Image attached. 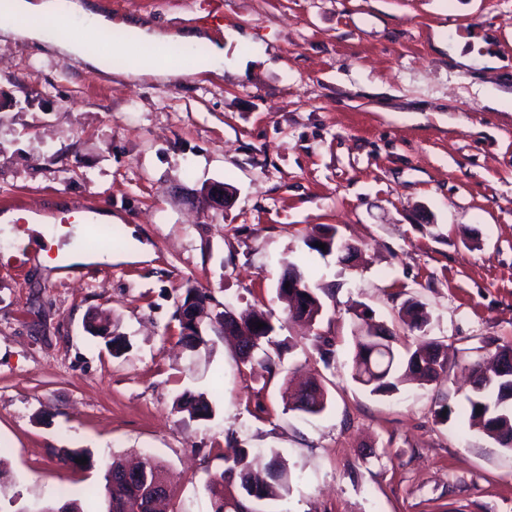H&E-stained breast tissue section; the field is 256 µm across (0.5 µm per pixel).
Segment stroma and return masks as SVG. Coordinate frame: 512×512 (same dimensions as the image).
Wrapping results in <instances>:
<instances>
[{
	"instance_id": "obj_1",
	"label": "stroma",
	"mask_w": 512,
	"mask_h": 512,
	"mask_svg": "<svg viewBox=\"0 0 512 512\" xmlns=\"http://www.w3.org/2000/svg\"><path fill=\"white\" fill-rule=\"evenodd\" d=\"M100 2L171 33L235 31L233 68L128 83L0 43V214L18 215L0 235V512L83 497L101 512L118 456L164 467L167 512H212L232 444L260 467L279 452L285 512H512V452L470 426L464 370L483 341L512 343V0H221L213 24L209 0ZM488 54L498 66L478 65ZM214 182L231 204L198 203ZM83 200L112 216V260L52 277L34 252L74 246ZM325 225L359 262L310 248ZM289 262L329 291L315 330L277 295ZM191 286L212 296L195 351L175 315ZM410 300L446 370L370 392L352 377L353 309L411 343ZM226 309L270 318L271 371L242 363L214 319ZM306 379L327 392L321 414L284 408ZM199 393L211 414L192 420L176 401Z\"/></svg>"
}]
</instances>
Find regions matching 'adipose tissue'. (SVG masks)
<instances>
[{
  "label": "adipose tissue",
  "mask_w": 512,
  "mask_h": 512,
  "mask_svg": "<svg viewBox=\"0 0 512 512\" xmlns=\"http://www.w3.org/2000/svg\"><path fill=\"white\" fill-rule=\"evenodd\" d=\"M45 23L58 29L49 46L50 51L81 67L109 73L113 54L103 50L102 37L116 25L97 0H0V37L38 42L42 39L41 26ZM116 27L131 36L132 49L120 71L121 76L127 78L144 74L173 75L172 67L158 61V48L175 44L190 47L206 42L204 35L196 30L167 34L137 18Z\"/></svg>",
  "instance_id": "obj_1"
}]
</instances>
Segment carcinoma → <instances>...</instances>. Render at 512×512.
<instances>
[{
	"mask_svg": "<svg viewBox=\"0 0 512 512\" xmlns=\"http://www.w3.org/2000/svg\"><path fill=\"white\" fill-rule=\"evenodd\" d=\"M286 268L299 273L302 288L278 289V295L288 304V319L295 323L313 324L322 315L324 304L319 294L320 288L313 285L310 276L298 265L289 263ZM250 339L240 342V357L251 358L254 349L261 343L279 346L272 340L275 327L262 313H254L241 319ZM264 327L257 328V323ZM429 322V315L417 302L405 306L403 323L408 330L423 331ZM397 342L394 334L387 336L386 342H380L375 336H361L353 357V378L373 393L389 394L399 390V386L408 375L423 385L436 379L445 371L448 363V346L427 339L420 340L415 348H405L400 353L394 346ZM495 346L493 361L494 377L486 375L481 360L476 359L467 366L474 385V395L467 397L469 419L483 434L495 440L501 447L512 451V344L495 345L489 340L486 346ZM308 403L299 400L285 402V408L315 415L322 413L327 406V395L318 384L310 385ZM180 410L191 418L204 419L209 414V406L201 400L182 397L177 400ZM250 451L238 448L234 454L224 458L225 468L214 475L208 485L213 499L214 512H232L225 509L226 501L235 497L252 512H270L273 504L286 498L289 492V474L286 464L279 453L272 454L268 469L273 475L266 480L257 478L250 466ZM139 465L148 482L164 479L162 467L152 457L143 458ZM125 470V463L113 459L106 469L104 480V498L106 507L116 502L115 512H159L158 500L148 491L146 483L137 481L123 482L117 476Z\"/></svg>",
	"mask_w": 512,
	"mask_h": 512,
	"instance_id": "carcinoma-1",
	"label": "carcinoma"
}]
</instances>
